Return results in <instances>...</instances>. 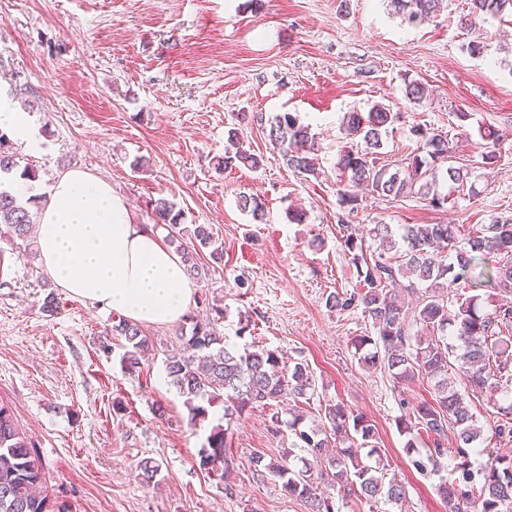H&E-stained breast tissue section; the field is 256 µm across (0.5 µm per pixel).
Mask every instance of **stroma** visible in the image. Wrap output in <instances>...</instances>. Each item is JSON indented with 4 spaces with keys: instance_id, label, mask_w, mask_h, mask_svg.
Segmentation results:
<instances>
[{
    "instance_id": "stroma-1",
    "label": "stroma",
    "mask_w": 512,
    "mask_h": 512,
    "mask_svg": "<svg viewBox=\"0 0 512 512\" xmlns=\"http://www.w3.org/2000/svg\"><path fill=\"white\" fill-rule=\"evenodd\" d=\"M470 0H446L437 18L404 25L388 0H0V87L33 118L38 148L13 142L20 168L35 171L28 195L48 196L56 178L81 169L107 178L140 224H153L151 200L167 197L184 211L185 229L207 224L224 246L221 262L196 280L191 314L223 307L219 329L237 348L277 350L308 365L315 379L299 405L316 419L329 402L363 413L380 435L381 455L403 482L406 497L391 504L340 491L335 470L320 463L316 484L336 512H448L436 496L453 477L443 454L418 470L434 442L416 439L406 451L399 430L430 384L399 382L383 366L365 364L355 338L375 335L361 309L329 308V294L360 286L340 234L349 224L377 247L376 225L456 224L469 229L512 214V23L461 28ZM491 36L490 56L469 54L479 31ZM418 80L428 97L414 104L405 83ZM404 114L384 139L380 161L398 164L416 147L417 124L441 132L469 113L453 140L454 163L471 170L473 190L453 206L434 209L417 195L384 199L366 193L357 211L338 196L336 162L351 141L345 113L375 103ZM296 113L318 147L319 173L289 169L259 117ZM504 136L493 169L481 165L478 126ZM263 165L217 168L229 130ZM266 205L263 221L238 206L240 193ZM307 220L291 223L288 211ZM58 308L46 314L48 293ZM110 309L60 294L45 273L37 245L0 241V405L14 413L37 445L53 498L70 512H308L270 473L251 460L279 459L288 438L272 436L269 417L249 409L229 427L223 475L200 469L197 451L223 402L207 421L189 423L184 399L165 373L177 345L171 325L147 328L154 349L135 373L122 369L124 340L99 349ZM467 401L484 438L483 453H512L493 438L497 408L489 395ZM160 465L142 484L137 464Z\"/></svg>"
}]
</instances>
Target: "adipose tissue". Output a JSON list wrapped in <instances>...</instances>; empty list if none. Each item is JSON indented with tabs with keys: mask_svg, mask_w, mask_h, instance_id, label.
<instances>
[{
	"mask_svg": "<svg viewBox=\"0 0 512 512\" xmlns=\"http://www.w3.org/2000/svg\"><path fill=\"white\" fill-rule=\"evenodd\" d=\"M45 271L65 294L142 326L173 324L195 301L184 264L151 227L136 223L109 181L66 171L39 209Z\"/></svg>",
	"mask_w": 512,
	"mask_h": 512,
	"instance_id": "obj_1",
	"label": "adipose tissue"
}]
</instances>
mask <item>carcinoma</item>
<instances>
[{
  "mask_svg": "<svg viewBox=\"0 0 512 512\" xmlns=\"http://www.w3.org/2000/svg\"><path fill=\"white\" fill-rule=\"evenodd\" d=\"M402 22L416 27L438 14L442 0H390ZM512 17V0H470V11L460 17V25L470 27L472 19L503 21ZM426 86L418 80L405 84V97L414 104L427 98ZM403 118L389 104L377 103L366 112H348L342 125L346 136L358 137L362 146L344 151L338 161L339 202L356 207L354 189L365 187L378 197L397 198L416 194L434 208H444L455 193L464 190L471 171L450 164L452 140L432 128L416 125L413 135L419 146L410 153L407 165L390 168L377 164L383 137ZM267 137L279 151L288 168L299 174L317 173L313 136L309 126L297 116L285 112L267 121ZM483 141L481 164L493 168L500 161L501 135L491 127L477 129ZM261 157L237 148L224 153L217 167L243 165L257 170ZM18 161L8 137L0 134V175H9ZM156 223L168 230L167 241L176 246L188 274H207L196 262L194 252L210 250L214 260L222 258L223 245L217 243L212 228L197 224L192 230L191 245L179 242L182 209L165 197L151 201ZM238 206L253 218H263L261 200L242 193ZM34 217L30 201H22L6 188H0V238L8 242H25L31 238ZM379 251L366 255L363 244L353 233L345 235L344 245L352 254V263L361 277L362 289L353 293L328 296L331 308L348 310L362 307L373 323L377 336H360L354 347L363 351L374 345L375 351L365 359L384 365L392 377L410 381L424 376L433 382L429 400L418 402L412 416L401 421L400 430L410 435L407 447H413L414 436L426 433L434 442L453 433L455 447L450 453L456 460L458 476L443 480L437 494L449 512H512V455L498 454L478 470L472 469L471 454L483 441L481 430L465 397L448 383V371L462 374L473 393L498 391L500 383L512 380V305L500 304L494 313L483 309V297L475 293L477 280L483 279L492 296L504 298L512 294V216H500L488 224L469 229L463 235L456 224H401L394 231L387 224L375 227ZM396 251L397 260L388 252ZM498 258L492 268L485 266L489 257ZM402 279L408 288L426 285L424 294L412 310L396 298L393 288ZM453 313H448V303ZM211 316L199 320L186 317L190 326H178L179 347L165 359L170 384L184 397L190 421L197 425L208 417L207 406L224 400V419L232 420L247 408L261 407L270 411L269 428L275 435L288 434L291 450L279 460L263 463L253 459V466L282 480V487L293 497L309 504L310 512H335L330 496L318 493L313 470L321 459L329 439L338 441L329 463L343 489L367 500L383 498L398 502L405 489L396 478L388 476V465L379 457V435L364 414L343 403L324 407L321 422L304 425L300 410L288 409L289 418L282 419L280 403L286 394L304 398L314 391L315 380L309 367L296 363L286 366L271 350H236L218 330L224 309L210 307ZM432 329V336L411 337L409 322ZM125 340L122 368L133 373L141 368L142 358L153 344L137 324L120 317L112 321L100 348L111 353L112 337ZM498 420L494 435L512 438V398L504 394L497 404ZM228 442V429L219 422L213 425L197 451L199 465L210 473L223 469ZM303 455L291 460L294 450ZM143 483L154 482L159 464L150 458L138 465ZM46 476L32 442L20 432L13 413L0 406V512H69L66 504L50 498L45 490Z\"/></svg>",
  "mask_w": 512,
  "mask_h": 512,
  "instance_id": "cac0c4a2",
  "label": "carcinoma"
}]
</instances>
